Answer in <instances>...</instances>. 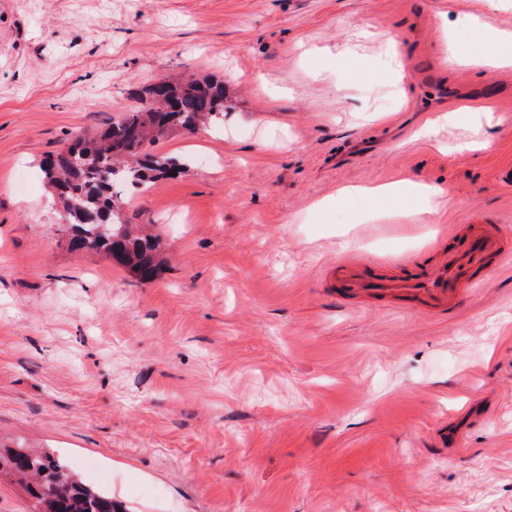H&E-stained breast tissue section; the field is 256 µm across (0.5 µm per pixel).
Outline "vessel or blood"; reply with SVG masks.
Masks as SVG:
<instances>
[{"label": "vessel or blood", "instance_id": "1", "mask_svg": "<svg viewBox=\"0 0 512 512\" xmlns=\"http://www.w3.org/2000/svg\"><path fill=\"white\" fill-rule=\"evenodd\" d=\"M512 253L503 247L499 225L476 224L460 243L434 267L394 279L377 274L373 265L355 260L337 264L334 279L340 297H382L392 293L423 303L429 311H455L461 297L476 283L489 265H503Z\"/></svg>", "mask_w": 512, "mask_h": 512}]
</instances>
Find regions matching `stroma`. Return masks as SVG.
Wrapping results in <instances>:
<instances>
[{
	"label": "stroma",
	"instance_id": "stroma-1",
	"mask_svg": "<svg viewBox=\"0 0 512 512\" xmlns=\"http://www.w3.org/2000/svg\"><path fill=\"white\" fill-rule=\"evenodd\" d=\"M484 18L512 33V0H0V442L126 512H512V264L451 314L331 274L512 226ZM190 75L223 79L224 122L161 138L182 173L124 194L163 244L143 283L68 248L39 162ZM403 179L444 208L336 198Z\"/></svg>",
	"mask_w": 512,
	"mask_h": 512
}]
</instances>
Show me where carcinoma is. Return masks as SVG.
Instances as JSON below:
<instances>
[{"label":"carcinoma","mask_w":512,"mask_h":512,"mask_svg":"<svg viewBox=\"0 0 512 512\" xmlns=\"http://www.w3.org/2000/svg\"><path fill=\"white\" fill-rule=\"evenodd\" d=\"M225 97L224 82L212 78L155 82L144 91V105L46 155L40 169L62 205L70 249L101 250L140 280H153L159 239L148 227L126 223L118 194L125 187L147 190L179 172L182 163L145 148L174 129L192 132L224 119ZM0 473L23 485L36 512H122L65 461L22 444L0 450Z\"/></svg>","instance_id":"1"}]
</instances>
